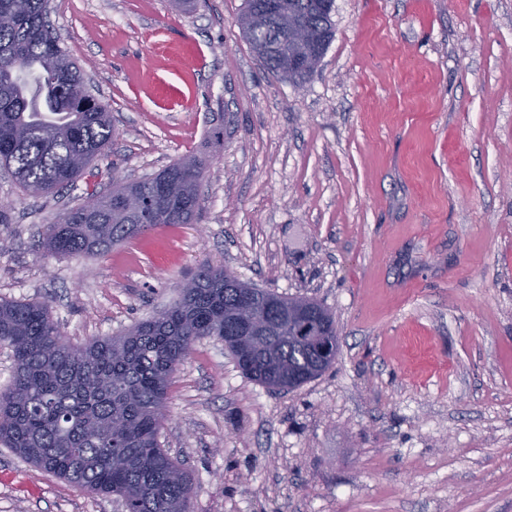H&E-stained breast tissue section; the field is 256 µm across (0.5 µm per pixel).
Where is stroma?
Listing matches in <instances>:
<instances>
[{"label":"stroma","instance_id":"35a3bbf8","mask_svg":"<svg viewBox=\"0 0 512 512\" xmlns=\"http://www.w3.org/2000/svg\"><path fill=\"white\" fill-rule=\"evenodd\" d=\"M51 2L115 136L53 194L0 170V298L47 303L82 344L155 316L209 262L336 318L333 367L285 393L195 342L160 436L192 512H512V0H334L300 86L243 38V0ZM200 152L194 223L93 257L43 249L113 175ZM0 512L125 507L0 447Z\"/></svg>","mask_w":512,"mask_h":512}]
</instances>
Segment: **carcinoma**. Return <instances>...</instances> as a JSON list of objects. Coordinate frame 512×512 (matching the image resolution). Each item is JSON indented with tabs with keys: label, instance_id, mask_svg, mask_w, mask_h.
Segmentation results:
<instances>
[{
	"label": "carcinoma",
	"instance_id": "carcinoma-1",
	"mask_svg": "<svg viewBox=\"0 0 512 512\" xmlns=\"http://www.w3.org/2000/svg\"><path fill=\"white\" fill-rule=\"evenodd\" d=\"M327 0H285L309 30L319 59L333 37ZM50 0H0V167L25 195H48L74 182L112 143L107 105L83 107L85 78L60 46ZM255 52L271 44V25L242 26ZM267 70L300 83L308 73ZM205 154L178 160L141 181L116 182L95 212L79 204L46 225L43 247L59 256H93L144 231L191 224L204 202ZM251 287L210 264L168 308L121 336L82 346L64 340L47 304L0 299V343L12 350L13 380L0 391V444L37 470L116 496L127 512H188L190 474L161 448L171 377L193 344H227L242 372L270 388L294 389L320 376L337 356L336 322L322 304L268 293L264 329L278 330L257 351L259 330L242 320ZM316 327V341L288 338V312Z\"/></svg>",
	"mask_w": 512,
	"mask_h": 512
}]
</instances>
